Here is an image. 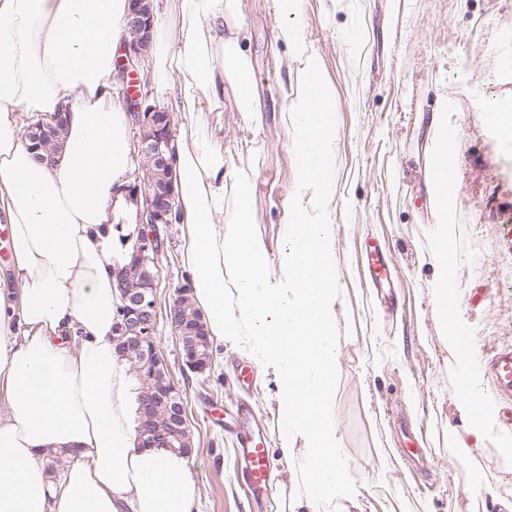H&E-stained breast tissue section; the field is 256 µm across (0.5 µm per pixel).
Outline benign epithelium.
<instances>
[{"instance_id": "obj_1", "label": "benign epithelium", "mask_w": 512, "mask_h": 512, "mask_svg": "<svg viewBox=\"0 0 512 512\" xmlns=\"http://www.w3.org/2000/svg\"><path fill=\"white\" fill-rule=\"evenodd\" d=\"M154 13L151 0H130L126 31L132 39L125 40L124 57L118 62V70L130 75L139 85L140 93L134 96L132 112L136 125L146 128L152 126L157 132L152 136H142L134 142L137 156L142 160V170L151 178L152 192L144 193L141 185L129 189V201L135 207L137 224V244L130 262L120 270L119 285L129 282L141 284L139 288L125 291L124 304L121 306L120 329L123 330L127 351L153 366V371L163 370L164 364L156 348L149 343L153 335L157 314L155 293L159 275L150 269L158 268L156 247L157 233L147 231L146 227L155 224H168L174 201L173 183L165 177L171 164L170 117L143 105L150 97L149 81L141 68V60L152 43ZM204 340L198 338L185 344L186 366L194 373H203L209 367L205 353L200 351ZM167 408L169 422L166 430L159 432L151 429L146 421L138 428L139 438L145 447L174 448L182 443V435L187 427L185 404L182 395L174 387L162 392L141 397V411H151L155 406Z\"/></svg>"}]
</instances>
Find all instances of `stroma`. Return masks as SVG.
<instances>
[{
    "mask_svg": "<svg viewBox=\"0 0 512 512\" xmlns=\"http://www.w3.org/2000/svg\"><path fill=\"white\" fill-rule=\"evenodd\" d=\"M250 32L252 77L263 92L259 132L241 128L232 107L219 122L223 146L255 152L251 178L255 229L269 257L283 245L294 210L295 159L281 121L282 89L295 70L274 48L279 20L268 0H241ZM299 24L317 53L320 78L335 97L333 181L336 272L344 288L336 306V423L358 502L355 512H505L512 503V454L501 442H475L454 393L459 369L434 312L430 235L438 221L427 188L433 163L430 112L446 97L458 114L460 191L453 209L457 295L478 350L512 347V155L485 115L512 102V0H303ZM165 242L156 289V345L182 392L191 431L195 512H284L302 488L305 468L283 458L277 386L256 368L251 388L238 383L253 359L240 341L214 344L206 375L190 372L168 319L187 280L180 227L158 225ZM388 257L389 280L365 275L366 250ZM252 408L267 427L279 482L254 499L235 476L226 420ZM423 428L431 464L401 456Z\"/></svg>",
    "mask_w": 512,
    "mask_h": 512,
    "instance_id": "35a3bbf8",
    "label": "stroma"
}]
</instances>
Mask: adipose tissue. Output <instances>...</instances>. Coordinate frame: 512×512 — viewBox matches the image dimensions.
I'll return each mask as SVG.
<instances>
[{"mask_svg": "<svg viewBox=\"0 0 512 512\" xmlns=\"http://www.w3.org/2000/svg\"><path fill=\"white\" fill-rule=\"evenodd\" d=\"M281 19L274 41L296 65L282 120L295 157L297 207L269 272L254 229V197L206 121L232 100L243 127L258 130L262 96L252 79L239 0H177V23L154 25L152 76L177 82L182 130L174 137L175 221L181 260L216 342L248 337L278 384L285 438H301L310 478L288 512H322L345 498L348 475L335 419L334 323L340 300L333 199L334 97L319 58L296 23L299 0H270ZM128 0H0V221L10 231L12 286L0 287V512H193L189 458L141 447L131 374L120 356L118 270L112 222L133 219L126 198L137 160L128 115L114 94ZM61 116L66 134L39 160L25 121ZM429 197L435 312L449 348L468 332L448 288L452 199ZM457 409L475 441L488 439L495 405L480 400L475 356L461 358ZM66 451L56 477L49 453Z\"/></svg>", "mask_w": 512, "mask_h": 512, "instance_id": "adipose-tissue-1", "label": "adipose tissue"}]
</instances>
